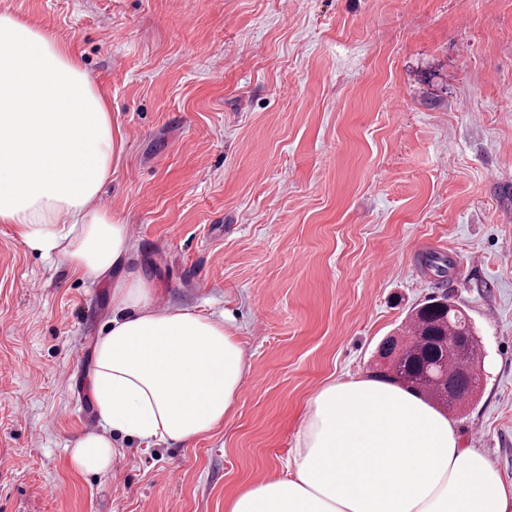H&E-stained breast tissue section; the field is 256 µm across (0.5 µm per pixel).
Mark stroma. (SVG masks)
I'll return each instance as SVG.
<instances>
[{
  "label": "stroma",
  "mask_w": 512,
  "mask_h": 512,
  "mask_svg": "<svg viewBox=\"0 0 512 512\" xmlns=\"http://www.w3.org/2000/svg\"><path fill=\"white\" fill-rule=\"evenodd\" d=\"M69 45L112 112L101 198L154 302L232 319L246 374L194 445L120 438L106 475L91 344L111 279L0 224V512H225L285 468L311 396L371 375L444 295L476 328L451 419L512 479V0H0ZM454 269L441 278L432 254Z\"/></svg>",
  "instance_id": "stroma-1"
}]
</instances>
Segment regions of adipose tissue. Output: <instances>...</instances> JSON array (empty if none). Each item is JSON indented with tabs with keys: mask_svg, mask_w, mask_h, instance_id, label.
Wrapping results in <instances>:
<instances>
[{
	"mask_svg": "<svg viewBox=\"0 0 512 512\" xmlns=\"http://www.w3.org/2000/svg\"><path fill=\"white\" fill-rule=\"evenodd\" d=\"M115 155L111 113L80 59L0 13V224L83 278L107 277L135 248L100 205ZM153 294L136 269L113 285L89 376L101 429L74 440L77 472L112 470L111 430L194 445L240 395L244 351L223 319L155 306ZM226 512H512V482L415 394L349 378L310 398L285 473L246 487Z\"/></svg>",
	"mask_w": 512,
	"mask_h": 512,
	"instance_id": "obj_1",
	"label": "adipose tissue"
}]
</instances>
